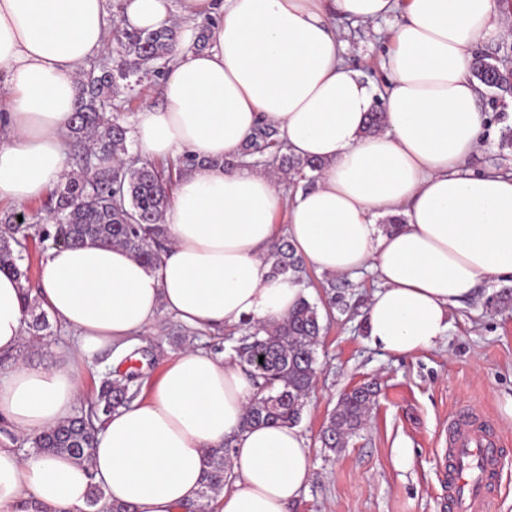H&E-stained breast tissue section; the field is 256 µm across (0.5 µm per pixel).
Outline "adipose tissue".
<instances>
[{
  "instance_id": "obj_1",
  "label": "adipose tissue",
  "mask_w": 512,
  "mask_h": 512,
  "mask_svg": "<svg viewBox=\"0 0 512 512\" xmlns=\"http://www.w3.org/2000/svg\"><path fill=\"white\" fill-rule=\"evenodd\" d=\"M110 0H0V201L17 206L64 181L77 75L107 40ZM395 17L382 89L346 60L333 14ZM124 24L177 27L180 50L161 103L136 115L147 161L189 151L164 214L169 246L151 269L119 246L57 248L38 300L70 339L54 365L0 371V418L17 436L70 418L91 357L123 350L161 313L211 334L282 320L309 289L273 275L278 232L319 273H372L373 346L412 357L434 348L449 314L482 284H512V172L473 171L487 117L474 53L501 32L498 0H122ZM209 20V45L191 50ZM385 125L365 134L369 112ZM274 126L289 153L323 162L316 182L240 163L247 137ZM231 168H224V161ZM285 214L287 226L275 218ZM401 216L389 230L377 221ZM25 283L0 271V355L19 351L30 316ZM254 387L229 354L185 349L148 398L106 416L90 461L0 445V512H180L196 501L208 449L230 446L218 512H292L312 463L300 428L245 422Z\"/></svg>"
}]
</instances>
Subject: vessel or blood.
Returning a JSON list of instances; mask_svg holds the SVG:
<instances>
[{
    "label": "vessel or blood",
    "mask_w": 512,
    "mask_h": 512,
    "mask_svg": "<svg viewBox=\"0 0 512 512\" xmlns=\"http://www.w3.org/2000/svg\"><path fill=\"white\" fill-rule=\"evenodd\" d=\"M500 468L494 422L473 412L455 413L448 421L445 479L450 512H491Z\"/></svg>",
    "instance_id": "1"
}]
</instances>
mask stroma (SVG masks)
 <instances>
[{"instance_id": "35a3bbf8", "label": "stroma", "mask_w": 512, "mask_h": 512, "mask_svg": "<svg viewBox=\"0 0 512 512\" xmlns=\"http://www.w3.org/2000/svg\"><path fill=\"white\" fill-rule=\"evenodd\" d=\"M349 45L347 60L366 80L382 87V68L393 25L336 18ZM480 104L492 123L476 160L481 168L512 163L501 153L504 128L512 127V104ZM347 313H334L317 348L319 374L300 428L312 462V477L293 512H446L441 505V456L448 438V418L463 407L494 419L503 450V471L494 492L493 512H512V304L494 301L501 286L483 285L478 299L450 312L447 336L433 349L397 357L373 347L364 307L377 286L369 273L340 277ZM183 326L160 315L150 334L132 345L122 360L95 355L86 371V392L113 368H135L139 380L158 377L164 365L182 352ZM371 383L377 389L366 424L344 448H324L320 434L342 395ZM410 463H403L401 453Z\"/></svg>"}]
</instances>
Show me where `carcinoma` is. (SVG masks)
I'll use <instances>...</instances> for the list:
<instances>
[{
    "instance_id": "obj_1",
    "label": "carcinoma",
    "mask_w": 512,
    "mask_h": 512,
    "mask_svg": "<svg viewBox=\"0 0 512 512\" xmlns=\"http://www.w3.org/2000/svg\"><path fill=\"white\" fill-rule=\"evenodd\" d=\"M112 42L117 60L99 62L84 70L79 78L81 94L74 109L69 139L84 151L82 172L58 185L46 205L25 223L15 213L0 217L8 230L0 234V271L27 279L22 266L29 241L35 237L53 238L63 247L119 246L128 250L149 268L156 267L164 251L160 240L161 224L181 172L203 163L185 153L172 161L144 162L129 153V128L121 112L107 114L112 95L120 87L134 89L165 73L179 41L174 27L139 30L115 20ZM473 77L495 97L512 95V69L496 56L477 52L472 63ZM240 162L276 171L293 179L313 184L322 169L320 161L302 159L288 153L278 131L268 124L259 125L248 137ZM272 272L293 274L302 271L303 258L288 237H279L272 246ZM30 315L28 343L40 345L51 325L30 291L23 294ZM245 335L236 348L239 363L251 368L258 384L257 396L247 411L251 425L300 423L308 395L317 377V348L324 331L318 305L301 300L287 318L268 327H256L245 320ZM263 363L256 364V360ZM135 378L115 387L102 379L88 413H77L56 428L34 435L30 443L43 454L67 455L88 461L94 452L100 416H107L130 404L136 395L131 390ZM376 391L362 385L346 393L330 414L321 441L324 447L338 451L365 421ZM209 471L198 494L199 502L189 512H205L209 502L224 489L230 466L229 449L208 452Z\"/></svg>"
}]
</instances>
